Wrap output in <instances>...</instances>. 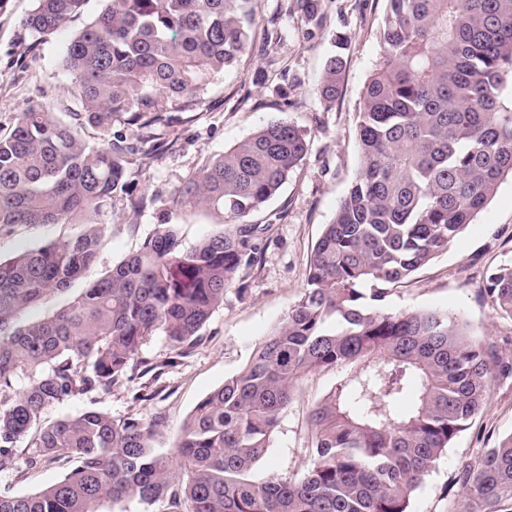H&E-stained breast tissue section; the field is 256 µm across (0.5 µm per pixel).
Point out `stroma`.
Listing matches in <instances>:
<instances>
[{
  "label": "stroma",
  "mask_w": 512,
  "mask_h": 512,
  "mask_svg": "<svg viewBox=\"0 0 512 512\" xmlns=\"http://www.w3.org/2000/svg\"><path fill=\"white\" fill-rule=\"evenodd\" d=\"M33 0H5L0 7V131L9 132L19 112L38 101L55 112H79L83 106L60 57L72 31L46 38L25 30L20 20ZM255 23L253 42L238 62L201 92L193 109L173 115L164 129L166 146L138 160L129 178L145 192L146 208L132 210L125 198L91 215L104 225L105 242L84 277L64 292L47 296L28 310L34 321L58 311L83 288L139 250L168 222L178 228L189 248L221 230L227 215L203 208L175 206V192L205 161L224 152L257 129L285 119L304 129L310 140L302 165L249 223L264 226L257 241L258 260L241 267L235 284L203 327L201 343L178 355L163 335L143 346L140 355L151 372H134L110 390L75 396L46 410L54 420L94 410L114 418L133 417L157 426L156 447L176 448L184 421L196 404L249 362L256 345L287 316L304 291L308 255L332 221L339 201L359 166L357 121L365 83L381 54L379 29L384 0H323V25L316 37L304 39L305 25L287 12L285 0H250ZM277 29L279 40L265 42ZM344 53L341 93L332 106L321 104L317 88L324 65L336 53L337 37ZM78 224L23 225L0 232V257L7 259L53 240L81 232ZM512 263V178L502 180L488 204L449 243L446 251L393 287L380 302L383 311L438 309L466 321L476 335L512 352V318L499 315L484 295L491 271ZM338 374L321 370L304 376L295 400L282 415L259 475L301 476L309 465L311 433L308 414L335 386ZM512 435V379L496 381L478 416L450 443L435 469L412 496L410 512H458L461 492L457 476L476 464L486 449ZM37 435L29 433L17 452L14 469L0 471V490L14 495L37 492L60 481L73 461L31 464Z\"/></svg>",
  "instance_id": "stroma-1"
}]
</instances>
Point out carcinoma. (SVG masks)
<instances>
[{
	"label": "carcinoma",
	"instance_id": "cac0c4a2",
	"mask_svg": "<svg viewBox=\"0 0 512 512\" xmlns=\"http://www.w3.org/2000/svg\"><path fill=\"white\" fill-rule=\"evenodd\" d=\"M88 2L35 0L20 23L44 38L80 20ZM248 2L105 0L61 59L84 111L65 121L31 102L0 134V230L86 226L0 259V471L15 467L33 429L39 460L76 462L36 493L0 492V512H97L133 499L166 512H410L492 383L512 378V359L447 312L364 305L446 250L512 176V0H385L381 56L358 114V174L311 250L307 286L288 315L198 402L170 453L139 419H43L56 403L148 367L140 350L158 332L189 352L240 268L257 261L255 224H229L190 248L177 225L164 224L65 307L24 319L95 263L104 230L88 215L117 195L135 211L146 205L130 166L158 151L171 113L193 107L245 52ZM289 11L314 38L323 0H291ZM343 70L341 55L327 60L317 89L324 105L339 96ZM117 123L135 128L137 144ZM86 125L98 130L94 144L79 132ZM308 151L304 130L272 122L209 159L173 202L242 218L278 193ZM484 292L512 319V265L492 271ZM326 369L339 378L310 413V466L295 478L258 475L300 379ZM459 482L460 512H512V435Z\"/></svg>",
	"mask_w": 512,
	"mask_h": 512
}]
</instances>
